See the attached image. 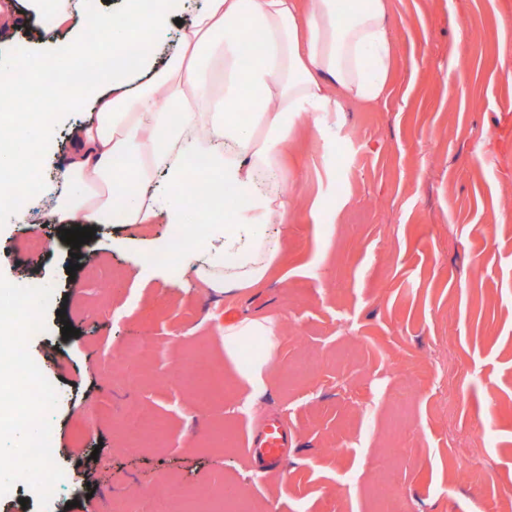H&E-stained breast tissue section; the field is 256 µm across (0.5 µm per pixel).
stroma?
<instances>
[{"instance_id":"1","label":"stroma","mask_w":512,"mask_h":512,"mask_svg":"<svg viewBox=\"0 0 512 512\" xmlns=\"http://www.w3.org/2000/svg\"><path fill=\"white\" fill-rule=\"evenodd\" d=\"M387 3V90L331 117L335 165L299 124L281 260L245 295L145 266L169 224L97 225L75 260L59 225L0 221V275L53 288L29 352L58 392L50 443L64 473L47 509L19 482L0 512H108V487L143 497L160 479L170 512L221 486L247 512H379L383 495L391 512H512V0ZM64 87L73 108L46 123L42 179L62 171L70 127L95 116L73 79ZM228 310L276 323L260 394L224 352ZM66 321L77 336L63 338ZM140 343L128 387L121 366ZM213 370L208 396L197 381ZM130 403L161 425L139 448L125 441ZM271 416L292 435L277 472L246 453Z\"/></svg>"}]
</instances>
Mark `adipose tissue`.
Masks as SVG:
<instances>
[{
  "label": "adipose tissue",
  "instance_id": "ef3b65f1",
  "mask_svg": "<svg viewBox=\"0 0 512 512\" xmlns=\"http://www.w3.org/2000/svg\"><path fill=\"white\" fill-rule=\"evenodd\" d=\"M123 0L112 15L89 14L85 0H0V46L20 31L36 43L66 45L69 68L82 69L95 53L91 31L104 28L112 60L95 68L81 89L98 102L96 117L71 126L62 175L54 185L35 180L27 157L48 140L25 113L7 111L20 93L17 74L37 73L30 55L0 59V211L20 223L33 219V201L52 197L46 213L56 224H182L186 184L203 180L213 193L231 198L221 221L233 225L222 246L191 238L183 263L209 253L196 271L212 290L234 293L256 286L281 256V242L268 233L291 218L281 174L296 124L309 120L322 133L343 102L365 107L386 90L394 44L384 0H203L183 19L162 65L154 58L173 20L169 0ZM50 13L53 24L37 19ZM259 40L250 63L243 43ZM372 58L373 69L363 61ZM258 95L243 102L241 77ZM201 170H194V162ZM259 340L264 354L238 363L252 390H264L278 345L274 322L244 317L224 326V352L236 360L242 344Z\"/></svg>",
  "mask_w": 512,
  "mask_h": 512
}]
</instances>
